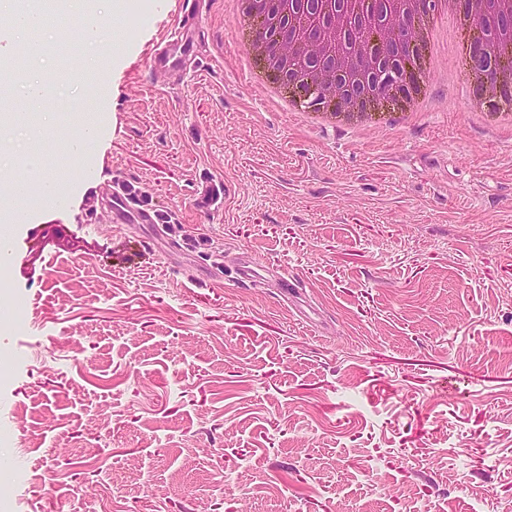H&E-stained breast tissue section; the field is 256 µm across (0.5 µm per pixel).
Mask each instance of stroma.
Masks as SVG:
<instances>
[{"label":"stroma","mask_w":512,"mask_h":512,"mask_svg":"<svg viewBox=\"0 0 512 512\" xmlns=\"http://www.w3.org/2000/svg\"><path fill=\"white\" fill-rule=\"evenodd\" d=\"M120 50L48 85L0 170L61 181L0 276V512H506L512 506V134L457 93L447 26L403 127L313 126L247 88L228 0L189 16L182 82ZM107 117L77 174L47 117ZM168 219L112 226V183ZM262 265L255 282L236 272ZM293 276L285 286L281 274Z\"/></svg>","instance_id":"stroma-1"}]
</instances>
